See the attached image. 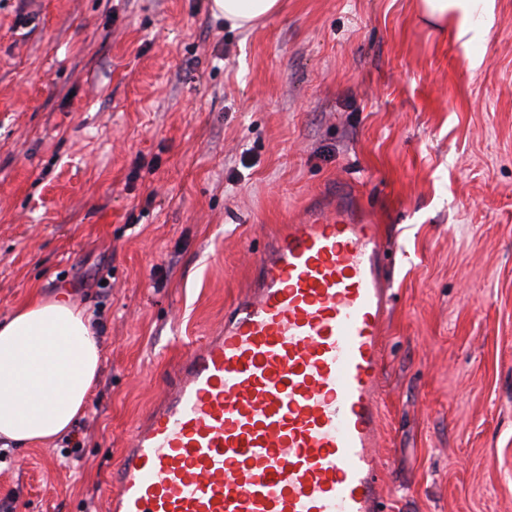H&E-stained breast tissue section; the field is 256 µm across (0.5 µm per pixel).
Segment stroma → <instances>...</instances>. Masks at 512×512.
<instances>
[{
    "mask_svg": "<svg viewBox=\"0 0 512 512\" xmlns=\"http://www.w3.org/2000/svg\"><path fill=\"white\" fill-rule=\"evenodd\" d=\"M0 0V318L65 291L101 371L73 429L0 453V505L104 512L117 450L249 288L282 225L343 192L396 292L387 512H512V0L479 69L415 0ZM280 0H211L215 17H224L232 29L248 31L277 14Z\"/></svg>",
    "mask_w": 512,
    "mask_h": 512,
    "instance_id": "stroma-1",
    "label": "stroma"
}]
</instances>
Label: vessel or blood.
Here are the masks:
<instances>
[{
	"mask_svg": "<svg viewBox=\"0 0 512 512\" xmlns=\"http://www.w3.org/2000/svg\"><path fill=\"white\" fill-rule=\"evenodd\" d=\"M389 269L363 209L286 225L119 449L106 512H384Z\"/></svg>",
	"mask_w": 512,
	"mask_h": 512,
	"instance_id": "obj_1",
	"label": "vessel or blood"
}]
</instances>
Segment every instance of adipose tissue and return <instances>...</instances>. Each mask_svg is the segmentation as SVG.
<instances>
[{
    "label": "adipose tissue",
    "instance_id": "adipose-tissue-1",
    "mask_svg": "<svg viewBox=\"0 0 512 512\" xmlns=\"http://www.w3.org/2000/svg\"><path fill=\"white\" fill-rule=\"evenodd\" d=\"M214 16L232 28L254 29L277 14L279 0H211ZM427 21L450 28L470 68L495 22V0H418ZM92 317L64 296L26 305L0 319V439L47 443L83 412L100 369Z\"/></svg>",
    "mask_w": 512,
    "mask_h": 512
}]
</instances>
